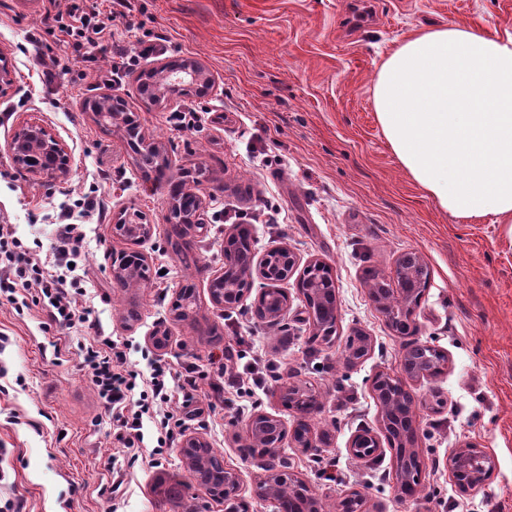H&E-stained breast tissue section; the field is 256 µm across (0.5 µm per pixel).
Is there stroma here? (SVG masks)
Instances as JSON below:
<instances>
[{
    "label": "stroma",
    "instance_id": "obj_1",
    "mask_svg": "<svg viewBox=\"0 0 512 512\" xmlns=\"http://www.w3.org/2000/svg\"><path fill=\"white\" fill-rule=\"evenodd\" d=\"M115 27L129 45L161 34L165 50L142 59L141 69L171 60L196 61L209 76L205 96L194 92L146 105L137 73L121 85L104 74L111 48L75 65L71 45L59 41L42 0H0V53L12 71L0 89V224L28 246L49 254L61 210L100 191L105 220L85 223L80 265L88 273L86 307L106 335L127 346L130 369L159 358L173 369L189 362L206 373L199 406L215 404L207 426L188 435L207 441L226 468L238 471L248 512H273L255 486L265 458L238 451L253 417L277 416L294 430L300 416L281 399L283 381L313 384L321 409L310 423L326 444L303 451L285 439L288 471L303 480L323 512L360 492L366 512H512V228L494 217L453 219L408 175L377 120L373 87L385 58L412 32L456 22L492 35L512 32V0H132ZM51 54L55 77L45 80L41 58ZM124 100L142 135L156 142L172 174L206 162L209 173L186 188L201 201L204 235H188L199 267L185 273L166 243L171 199L167 186L149 188L123 133L106 130L89 99ZM207 106L202 129L173 130L170 112ZM43 126L69 155L65 176L49 178L15 165L8 151L17 129ZM141 212L152 233L139 245L151 276L125 289L110 256L126 249L114 227ZM252 227L251 249L261 256L285 246L300 261L316 258L333 270L336 331L314 344L309 309L296 279L282 288L288 312L278 325L261 320L255 295L230 308L209 294L224 271V241L233 227ZM420 255L429 285L413 308L412 337L397 333L369 296L367 271L391 276L398 258ZM170 271L159 279V267ZM195 287L193 317L172 308L186 283ZM44 309L17 314L0 303V506L22 498L25 512H224L223 501L191 485L182 503L168 500V484L189 482L179 448L154 464L150 447L130 453L116 441L111 412L81 365L86 327L44 331ZM167 335L156 348L154 333ZM363 334L370 350L346 359L348 337ZM448 357L443 372L405 379L416 401L415 446L423 461L422 492L400 498L396 456L383 447L358 459L348 446L362 430L380 432L381 407L372 380L400 374L409 341ZM273 363L278 372L256 388L245 407L224 402L214 385L210 354L224 348ZM473 444L495 466L484 488L461 490L451 455Z\"/></svg>",
    "mask_w": 512,
    "mask_h": 512
}]
</instances>
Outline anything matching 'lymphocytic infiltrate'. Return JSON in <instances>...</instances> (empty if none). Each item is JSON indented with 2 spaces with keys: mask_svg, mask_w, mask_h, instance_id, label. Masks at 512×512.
Masks as SVG:
<instances>
[{
  "mask_svg": "<svg viewBox=\"0 0 512 512\" xmlns=\"http://www.w3.org/2000/svg\"><path fill=\"white\" fill-rule=\"evenodd\" d=\"M112 6L105 14L74 2L66 13L56 14L55 20L77 61H93L104 44H111L112 73L117 76L133 68L138 57L128 52L112 27L123 11L131 9V0H112ZM84 236L83 225H57L51 257L44 260L16 236L12 225L0 224V300L23 312L29 303L21 292L35 287L51 324L72 327L88 323L89 313L82 302L83 277L73 268ZM81 357L99 399L112 411L123 447H140L144 442L143 421L153 418L157 437L152 453L163 455L183 434L187 423L203 415L202 409L193 405L200 377L195 365L177 372L158 360L143 376L128 368L123 348L108 336L92 337L83 345Z\"/></svg>",
  "mask_w": 512,
  "mask_h": 512,
  "instance_id": "lymphocytic-infiltrate-1",
  "label": "lymphocytic infiltrate"
}]
</instances>
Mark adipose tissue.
<instances>
[{
    "mask_svg": "<svg viewBox=\"0 0 512 512\" xmlns=\"http://www.w3.org/2000/svg\"><path fill=\"white\" fill-rule=\"evenodd\" d=\"M374 103L391 149L443 210L512 225V33L416 32L383 62Z\"/></svg>",
    "mask_w": 512,
    "mask_h": 512,
    "instance_id": "obj_1",
    "label": "adipose tissue"
}]
</instances>
